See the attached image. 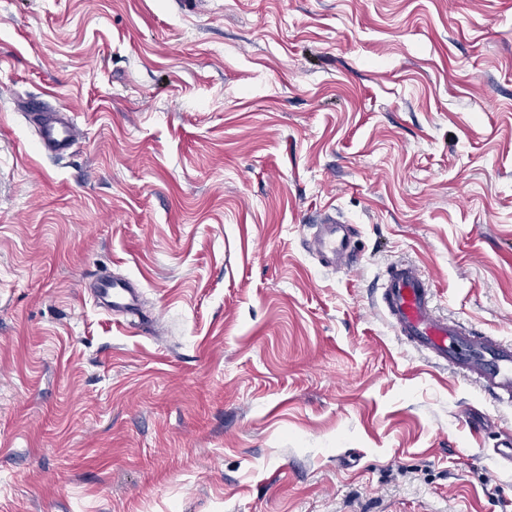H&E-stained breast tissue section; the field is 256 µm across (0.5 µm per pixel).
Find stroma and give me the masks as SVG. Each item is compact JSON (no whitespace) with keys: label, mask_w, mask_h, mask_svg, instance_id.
Wrapping results in <instances>:
<instances>
[{"label":"stroma","mask_w":512,"mask_h":512,"mask_svg":"<svg viewBox=\"0 0 512 512\" xmlns=\"http://www.w3.org/2000/svg\"><path fill=\"white\" fill-rule=\"evenodd\" d=\"M398 261L512 339V0H0V512H512V406L394 336ZM32 116L36 120L38 138L43 150L49 155H65L75 140V113L38 108L36 112H32ZM351 225L332 217L320 224L311 240V250L323 267L333 268L345 262L349 266L353 260L351 253ZM97 299L107 309L114 312L146 316L141 304V291L130 280L99 276L93 280Z\"/></svg>","instance_id":"35a3bbf8"}]
</instances>
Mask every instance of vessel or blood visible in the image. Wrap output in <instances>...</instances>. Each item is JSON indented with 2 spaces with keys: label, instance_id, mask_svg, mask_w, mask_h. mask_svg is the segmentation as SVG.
Here are the masks:
<instances>
[{
  "label": "vessel or blood",
  "instance_id": "1",
  "mask_svg": "<svg viewBox=\"0 0 512 512\" xmlns=\"http://www.w3.org/2000/svg\"><path fill=\"white\" fill-rule=\"evenodd\" d=\"M38 138L50 155H65L76 135L74 113L40 108L34 112ZM351 227L333 218L319 226L310 247L322 266L352 262ZM93 286L100 303L112 311L142 315L141 291L129 280L100 276ZM382 301L395 336L439 367L477 385L498 403L512 402V342L470 333L459 320L440 316L428 280L410 262L391 266Z\"/></svg>",
  "mask_w": 512,
  "mask_h": 512
}]
</instances>
